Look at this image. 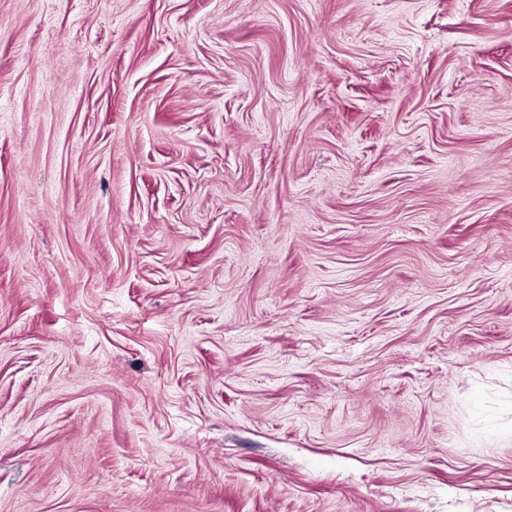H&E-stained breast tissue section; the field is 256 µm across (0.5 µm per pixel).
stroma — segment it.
Segmentation results:
<instances>
[{
  "label": "stroma",
  "instance_id": "1",
  "mask_svg": "<svg viewBox=\"0 0 512 512\" xmlns=\"http://www.w3.org/2000/svg\"><path fill=\"white\" fill-rule=\"evenodd\" d=\"M0 512H512V0H0Z\"/></svg>",
  "mask_w": 512,
  "mask_h": 512
}]
</instances>
